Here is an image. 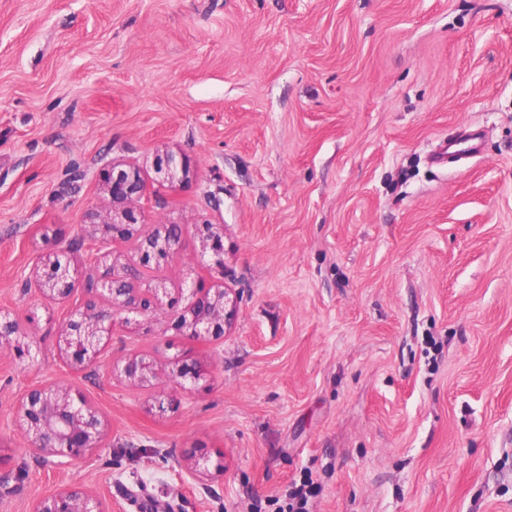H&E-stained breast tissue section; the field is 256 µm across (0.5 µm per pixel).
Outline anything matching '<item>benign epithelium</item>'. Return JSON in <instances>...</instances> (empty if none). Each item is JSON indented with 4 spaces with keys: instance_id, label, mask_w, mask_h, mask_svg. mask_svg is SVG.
I'll return each mask as SVG.
<instances>
[{
    "instance_id": "1",
    "label": "benign epithelium",
    "mask_w": 512,
    "mask_h": 512,
    "mask_svg": "<svg viewBox=\"0 0 512 512\" xmlns=\"http://www.w3.org/2000/svg\"><path fill=\"white\" fill-rule=\"evenodd\" d=\"M154 173L153 183L162 188L189 181L194 171L183 155L168 151L157 158ZM100 177L110 208L90 215L92 229L88 230V238L94 253L86 263L79 264L68 252L60 251L48 261V273L38 278L43 295L63 301L70 297L73 276L80 268H105L102 274L94 275L93 285L86 289L82 302L69 312L60 336V351L76 369L100 362L102 340L111 339L119 326L153 319L163 311L164 299L169 294L167 281L161 277L143 288L126 287L137 279L128 273V267L108 262L112 257V242H133L146 268L152 262L160 267L180 249V240L169 232L142 224L146 205L161 204L164 198L153 196L140 167L114 163L102 169ZM200 256L208 258L210 269L224 275L223 236L212 224H201ZM190 293L196 296L193 304L170 313L175 330L196 340L224 332V323L232 313L224 286L204 290L192 285ZM18 333L19 320L0 311V348L11 346ZM106 369L110 376L118 372L131 384L142 386L154 376V361L146 354L135 353L120 365L108 362ZM202 376V366L196 361L173 362L171 378L183 390L189 384L198 383ZM15 423L28 446L55 467L67 466L100 447L106 427L101 413L90 408L83 398L72 396L70 387L57 381L29 389L17 404ZM33 512L106 510L82 485L71 484L39 498Z\"/></svg>"
}]
</instances>
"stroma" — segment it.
Wrapping results in <instances>:
<instances>
[{
    "instance_id": "1",
    "label": "stroma",
    "mask_w": 512,
    "mask_h": 512,
    "mask_svg": "<svg viewBox=\"0 0 512 512\" xmlns=\"http://www.w3.org/2000/svg\"><path fill=\"white\" fill-rule=\"evenodd\" d=\"M478 155L435 164L461 128ZM193 181L161 273L212 287L197 227H224V332L164 319L103 352L153 354L152 386L58 350L67 303L35 272L84 257L99 173L163 150ZM0 512L73 483L107 512H512V0H0ZM209 366L176 392L172 358ZM68 383L108 419L100 448L43 462L13 421ZM208 457L209 470L195 463Z\"/></svg>"
}]
</instances>
